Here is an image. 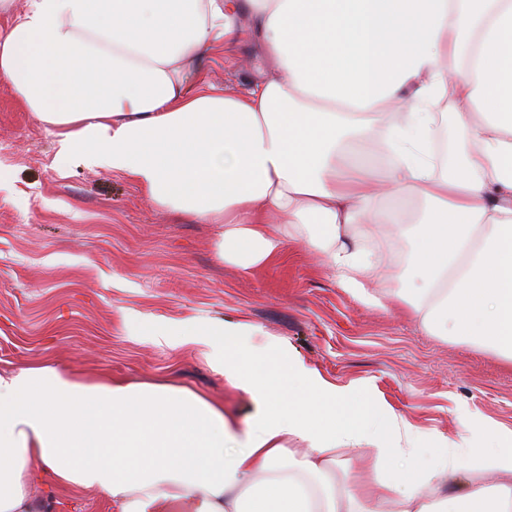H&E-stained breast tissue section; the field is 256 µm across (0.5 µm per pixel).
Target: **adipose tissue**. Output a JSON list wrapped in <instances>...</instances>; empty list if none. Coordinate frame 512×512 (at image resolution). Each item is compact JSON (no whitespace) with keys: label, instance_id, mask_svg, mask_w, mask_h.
Here are the masks:
<instances>
[{"label":"adipose tissue","instance_id":"adipose-tissue-1","mask_svg":"<svg viewBox=\"0 0 512 512\" xmlns=\"http://www.w3.org/2000/svg\"><path fill=\"white\" fill-rule=\"evenodd\" d=\"M245 42L273 77L234 93L192 81L205 52ZM0 78L62 160L109 166L177 219L216 225L221 259L247 271L297 241L370 307L384 266L366 230L381 221L375 197L420 199L390 238L411 256L397 300L429 333L512 361V0H28L0 28ZM451 121L453 169L437 149ZM380 127L378 178L352 145ZM257 333L229 320L154 331L207 347L255 405L243 424L168 383L50 362L0 372V512H42L37 482L116 512H512L499 432L417 458L402 416L281 344H252ZM340 448L385 480L335 488Z\"/></svg>","mask_w":512,"mask_h":512}]
</instances>
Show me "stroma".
<instances>
[{"label": "stroma", "mask_w": 512, "mask_h": 512, "mask_svg": "<svg viewBox=\"0 0 512 512\" xmlns=\"http://www.w3.org/2000/svg\"><path fill=\"white\" fill-rule=\"evenodd\" d=\"M259 48L205 55V88L263 78ZM56 138L0 79V371L49 358L93 376L171 381L247 419L255 406L209 367L200 346L155 344V325L257 326L339 386L363 384L424 444L475 446L481 421L512 433V364L433 336L397 302L362 304L303 244L245 271L220 261L216 227L178 224L128 176L62 164ZM45 512H113L89 492L34 488Z\"/></svg>", "instance_id": "35a3bbf8"}]
</instances>
